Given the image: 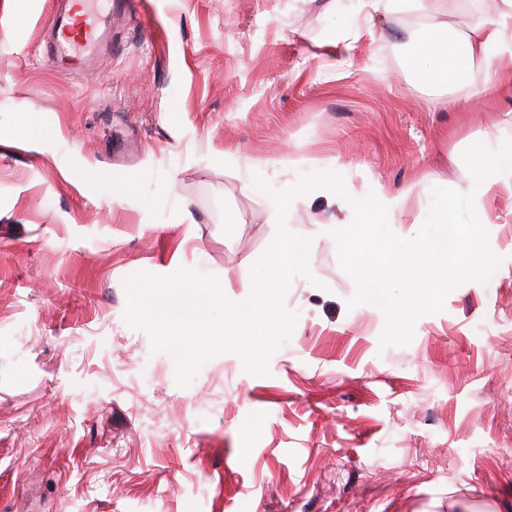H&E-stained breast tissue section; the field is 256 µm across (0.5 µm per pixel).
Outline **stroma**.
Returning <instances> with one entry per match:
<instances>
[{
  "label": "stroma",
  "instance_id": "obj_1",
  "mask_svg": "<svg viewBox=\"0 0 512 512\" xmlns=\"http://www.w3.org/2000/svg\"><path fill=\"white\" fill-rule=\"evenodd\" d=\"M486 2L125 0L66 71L61 0H0V512H512V185L488 210L495 277L408 346L380 349L377 307H348L323 195L289 210L311 275L268 376L222 354L180 387L124 320L139 271L248 296L276 229L257 172L402 195L414 236L434 188L463 191L465 148L512 139V60L484 97L482 62L451 92L410 67L432 23L465 36Z\"/></svg>",
  "mask_w": 512,
  "mask_h": 512
}]
</instances>
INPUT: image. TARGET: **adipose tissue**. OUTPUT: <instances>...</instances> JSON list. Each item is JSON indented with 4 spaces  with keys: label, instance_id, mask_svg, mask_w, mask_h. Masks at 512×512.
I'll return each instance as SVG.
<instances>
[{
    "label": "adipose tissue",
    "instance_id": "1",
    "mask_svg": "<svg viewBox=\"0 0 512 512\" xmlns=\"http://www.w3.org/2000/svg\"><path fill=\"white\" fill-rule=\"evenodd\" d=\"M512 32V0H501L494 22L481 26L462 39L451 41L440 29H428L410 60L416 77L432 87L464 83L471 64L482 61L497 74L506 33Z\"/></svg>",
    "mask_w": 512,
    "mask_h": 512
}]
</instances>
